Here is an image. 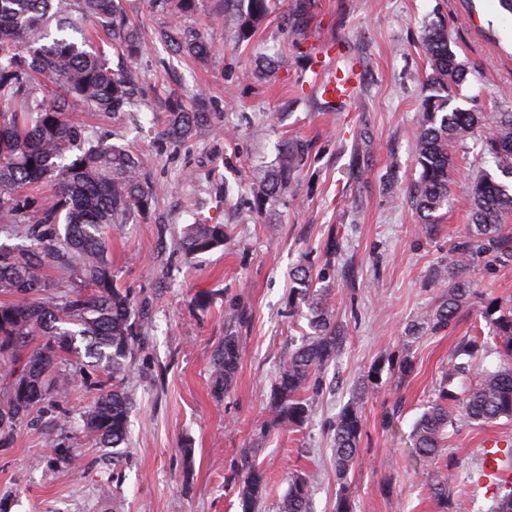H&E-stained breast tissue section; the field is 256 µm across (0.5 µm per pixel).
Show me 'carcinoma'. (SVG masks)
<instances>
[{
  "label": "carcinoma",
  "instance_id": "cac0c4a2",
  "mask_svg": "<svg viewBox=\"0 0 512 512\" xmlns=\"http://www.w3.org/2000/svg\"><path fill=\"white\" fill-rule=\"evenodd\" d=\"M224 26L237 40L250 39L269 14L268 0H225ZM97 25L125 58L143 50L139 30L123 15L119 0H0V232L23 243H0V354H7L9 383L0 394V436L6 438L44 404L62 402L74 371L61 368L66 357L85 355L107 373L97 385L92 406L82 415L83 430L104 448L126 443L133 395L127 386L131 359L142 344L131 294L118 286L108 259L107 233L146 214L156 191L144 181L142 162L132 150L107 136L90 138L74 112L118 116L130 111L140 78L116 67L87 36ZM175 50L204 56L209 45L180 22L161 32ZM429 68L431 94L421 101L416 135L418 178L409 199L421 223L430 228L436 213L452 203L450 182L455 167L450 148L468 141L494 170L481 169L468 194L458 201L470 224L448 249L436 280L444 283L440 304L421 316L438 332L448 328L471 298L476 282L470 271L487 256L512 263V236L504 220L512 215V112H481L450 107L467 80L441 23L426 27L422 43ZM205 112H190L179 99L168 102V138L187 139L206 123ZM311 149L310 142H284L274 168L262 183L264 196L287 191L294 173ZM54 189L47 201L34 189ZM224 245V225L190 224L176 243L191 259ZM57 263L66 284L50 278L46 266ZM291 300L309 304L313 336L288 354L275 378L268 409L272 424L304 427L311 408L305 392L338 359L344 336L322 301H312L309 267L293 273ZM495 341L501 363L481 365L476 344L464 343L457 353L467 362L450 361L436 399L413 428V450L423 469L435 473L429 491L439 512H469L468 501L450 496L449 465H440L449 438L463 425L500 418L512 420V305H493L481 313ZM243 319L229 311V326L213 365V388L228 393L238 370L242 348L232 324ZM84 343L79 347L76 342ZM476 382L458 396L451 386L468 370ZM363 394L347 402L331 423L336 475L346 477L357 454L363 427ZM314 478L293 475L279 512H312ZM267 477L257 464H245L238 480L240 512H261ZM490 512H512V488L499 487Z\"/></svg>",
  "mask_w": 512,
  "mask_h": 512
}]
</instances>
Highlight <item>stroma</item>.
Segmentation results:
<instances>
[{"instance_id":"1","label":"stroma","mask_w":512,"mask_h":512,"mask_svg":"<svg viewBox=\"0 0 512 512\" xmlns=\"http://www.w3.org/2000/svg\"><path fill=\"white\" fill-rule=\"evenodd\" d=\"M466 0H272L251 40L224 29V0H198L184 16L211 42L201 58L178 55L158 33L171 14L148 0H122L144 50L128 60L143 77L131 112L76 118L113 142L133 146L146 182L157 192L147 215L114 228L112 272L136 305L144 306L143 348L134 360V404L120 463L79 429L92 402L88 366L71 382L62 408L48 407L0 443V512H240L237 470L243 449L268 478L263 512H278L290 473L315 478L313 512H334L348 486L351 512H437L417 476L413 425L432 401L448 361L467 339L484 343L482 364L500 356L480 312L512 300V265L478 262L476 293L448 330L417 329L442 294L435 272L468 222L460 207L440 214L432 232L419 226L407 193L417 176L415 136L428 67L421 43L429 23L448 28L452 50L469 74L456 106L510 112L512 55L492 35L479 34ZM301 20V32L285 20ZM340 45L358 64L354 100L331 108L311 85L318 49ZM287 50L284 67L260 72L264 57ZM203 94L207 126L180 143L165 136L164 101ZM303 138L311 151L287 193L257 203L260 182L281 144ZM195 222L224 227L223 247L188 259L175 247ZM335 236L339 251L326 262ZM308 263L318 290L333 297L345 340L340 358L307 396L312 420L301 431L274 426L267 401L279 366L312 330L307 307L292 311L290 273ZM206 293L205 305L194 297ZM245 320L243 346L228 395L216 397L212 370L231 306ZM411 374L393 364L403 355ZM384 362L364 399L359 455L346 481L332 458L330 423L356 395L363 375ZM512 441V421L465 426L451 438V494L487 512L475 484L486 440ZM190 457H183V448Z\"/></svg>"}]
</instances>
